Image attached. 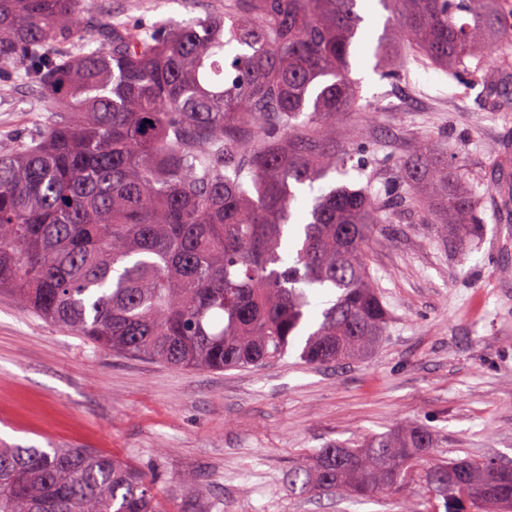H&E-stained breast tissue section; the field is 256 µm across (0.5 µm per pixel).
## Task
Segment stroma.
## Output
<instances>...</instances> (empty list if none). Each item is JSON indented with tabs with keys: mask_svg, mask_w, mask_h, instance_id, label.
<instances>
[{
	"mask_svg": "<svg viewBox=\"0 0 512 512\" xmlns=\"http://www.w3.org/2000/svg\"><path fill=\"white\" fill-rule=\"evenodd\" d=\"M227 0H84L93 15L133 29L191 21ZM384 15H365L355 72L360 111L336 120L348 175L329 183L378 193L396 162L428 141L458 159L483 213L459 242L412 211L380 225L367 266L389 312L377 349L360 360L310 367L293 345L261 369L182 370L125 358L49 324L0 296V441L23 448H86L154 472L174 499L210 512H399L423 501V470L363 501L291 489L288 474L324 444L401 424L435 435L426 459L512 463V209L499 196V146L512 121L490 112L485 86L512 99V69L493 42L479 71L460 82L410 57L389 83L372 56ZM50 118L22 81L0 84V152ZM193 475L197 483L179 485Z\"/></svg>",
	"mask_w": 512,
	"mask_h": 512,
	"instance_id": "obj_1",
	"label": "stroma"
}]
</instances>
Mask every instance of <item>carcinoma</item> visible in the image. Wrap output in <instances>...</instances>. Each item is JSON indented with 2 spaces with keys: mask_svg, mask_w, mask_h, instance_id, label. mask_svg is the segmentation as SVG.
I'll return each mask as SVG.
<instances>
[{
  "mask_svg": "<svg viewBox=\"0 0 512 512\" xmlns=\"http://www.w3.org/2000/svg\"><path fill=\"white\" fill-rule=\"evenodd\" d=\"M82 0H0V76L55 119L0 153V294L98 348L185 370L261 367L304 338L309 366L367 356L387 313L365 247L394 213L324 188L349 158L336 116L360 111L358 0H233L132 32ZM381 77L397 47L456 80L512 31L509 0H378ZM494 112L512 103L487 86ZM385 201L455 238L481 223L448 149L399 162ZM333 297L311 319L314 291ZM421 424L330 442L292 470L345 499L398 484L434 446ZM445 512H512V468L472 458L425 472ZM0 512H166L155 477L80 448L0 446Z\"/></svg>",
  "mask_w": 512,
  "mask_h": 512,
  "instance_id": "obj_1",
  "label": "carcinoma"
}]
</instances>
